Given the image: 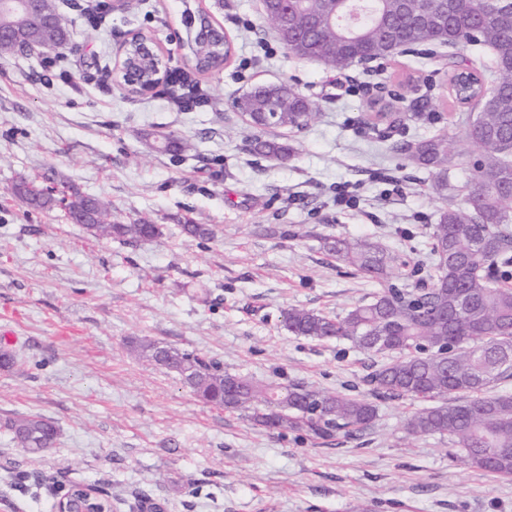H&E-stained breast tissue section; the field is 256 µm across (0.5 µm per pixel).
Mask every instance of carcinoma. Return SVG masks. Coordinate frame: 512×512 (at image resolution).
<instances>
[{
  "mask_svg": "<svg viewBox=\"0 0 512 512\" xmlns=\"http://www.w3.org/2000/svg\"><path fill=\"white\" fill-rule=\"evenodd\" d=\"M424 0H362L357 22L347 18L342 0H292V26L286 49L294 56L341 71L353 60L389 57L393 45L412 48L441 45L457 50L449 58L453 101L464 107L474 99L462 138L436 133L396 141L392 150L428 170L432 186L447 196L448 170L465 147L477 149L463 201L441 210L432 232L435 274L415 292L387 288L343 317L291 308L288 331L316 340L344 339L374 353H390V362L368 375L375 397H408L434 405L406 421L411 436L448 437V453L492 477H512V395L487 396L497 382L512 378V6L504 0H435L436 18L419 20ZM187 67L168 75L171 98L186 110L209 104L197 75L210 71L217 55L227 59L229 42L208 16L187 21ZM0 55L35 49H66L71 20L57 0H39L32 20L17 10L0 11ZM487 50L488 73L470 66L465 51ZM124 66L140 87L151 84L152 55L130 38ZM491 85L482 94L484 85ZM251 130L249 147L258 155L289 161L294 148L264 137L269 128L301 130L317 116L291 84L258 85L236 99ZM368 124L392 117L391 106L370 105ZM16 195L33 209L61 205L98 239L127 244L152 240L162 227L143 220L112 222V204L71 186L49 191L25 179ZM325 250L343 265L379 284L392 277L384 249L367 239L328 237ZM139 355L176 372L200 399L227 411L247 414L266 429H304L322 438L331 432L353 435L374 423L378 409L365 399L310 389L301 383L260 385L224 371L194 352L144 338ZM18 447L37 455L53 447L58 430L40 415H22L10 426Z\"/></svg>",
  "mask_w": 512,
  "mask_h": 512,
  "instance_id": "obj_1",
  "label": "carcinoma"
}]
</instances>
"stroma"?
I'll list each match as a JSON object with an SVG mask.
<instances>
[{
  "instance_id": "stroma-1",
  "label": "stroma",
  "mask_w": 512,
  "mask_h": 512,
  "mask_svg": "<svg viewBox=\"0 0 512 512\" xmlns=\"http://www.w3.org/2000/svg\"><path fill=\"white\" fill-rule=\"evenodd\" d=\"M84 0H59L72 47L0 58V512H51L72 484L104 489L118 512L143 498L163 512H512V479L453 460L448 441L408 436L423 403L377 400L361 435L315 438L266 430L195 398L174 372L135 357L149 338L219 362L261 384L304 385L369 397L365 376L384 358L346 340L290 333L307 308L336 317L380 292L337 263L327 235L380 243L395 288L426 284L432 226L460 202L471 157L451 170L447 197L389 141L461 133L468 109L448 93V51L401 54L336 73L295 58L263 22L261 0H124L101 26ZM205 14L233 45L201 75L213 105L180 110L164 89L132 93L112 70L123 41L152 36L184 67L185 13ZM406 81L390 138L365 127L366 102ZM289 83L313 104L305 129H269L295 149L287 162L249 152L233 102L258 84ZM163 136L190 141L173 154ZM67 183L110 202L118 224L161 225L133 245L97 239L65 210H32L24 179ZM348 186L355 207L336 202ZM185 224H209L195 240ZM36 414L58 429L39 456L16 447L10 420Z\"/></svg>"
}]
</instances>
